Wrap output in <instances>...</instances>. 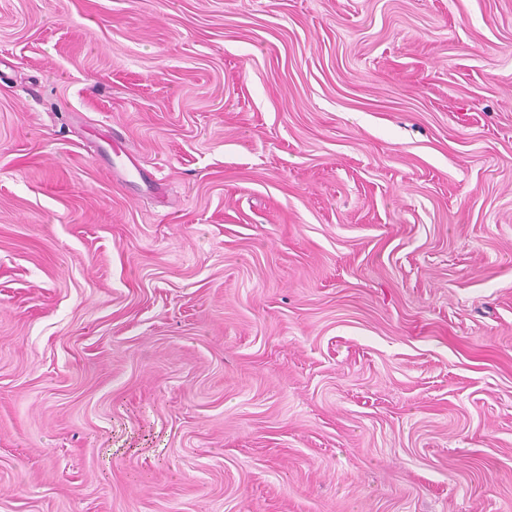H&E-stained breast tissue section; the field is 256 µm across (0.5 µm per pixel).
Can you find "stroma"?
Segmentation results:
<instances>
[{
  "label": "stroma",
  "instance_id": "stroma-1",
  "mask_svg": "<svg viewBox=\"0 0 512 512\" xmlns=\"http://www.w3.org/2000/svg\"><path fill=\"white\" fill-rule=\"evenodd\" d=\"M0 512H512V0H0Z\"/></svg>",
  "mask_w": 512,
  "mask_h": 512
}]
</instances>
